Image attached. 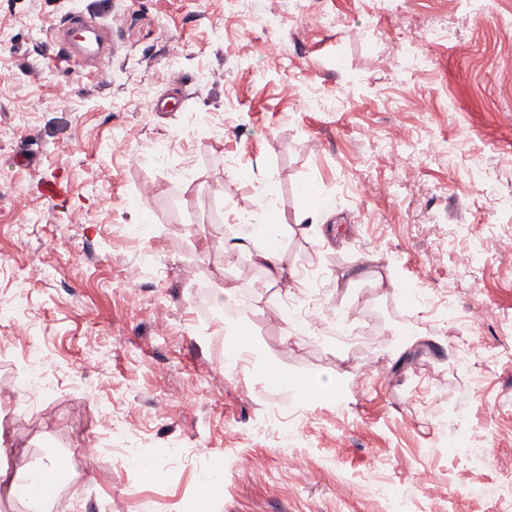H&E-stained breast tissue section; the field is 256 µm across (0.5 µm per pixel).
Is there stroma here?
<instances>
[{
  "instance_id": "35a3bbf8",
  "label": "stroma",
  "mask_w": 512,
  "mask_h": 512,
  "mask_svg": "<svg viewBox=\"0 0 512 512\" xmlns=\"http://www.w3.org/2000/svg\"><path fill=\"white\" fill-rule=\"evenodd\" d=\"M77 14L106 52L58 63ZM52 175L66 200L40 197ZM241 223L286 226L281 265L337 332L288 336L221 246ZM509 240L512 0H0V436L11 462L98 444L73 512H512L469 454L512 458Z\"/></svg>"
}]
</instances>
